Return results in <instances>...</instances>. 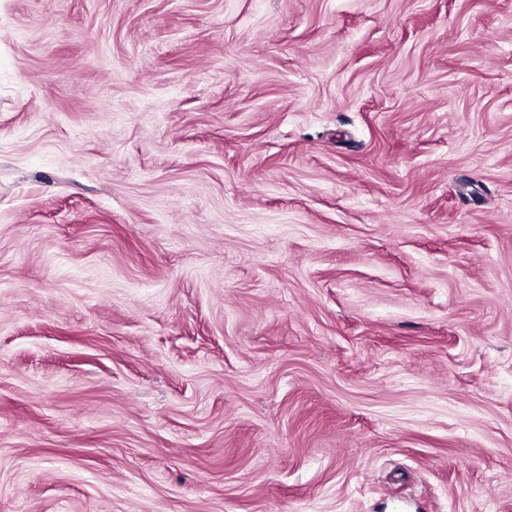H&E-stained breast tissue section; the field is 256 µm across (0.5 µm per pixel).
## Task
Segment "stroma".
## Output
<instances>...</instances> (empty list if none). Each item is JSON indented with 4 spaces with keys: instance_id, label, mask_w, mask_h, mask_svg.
Returning <instances> with one entry per match:
<instances>
[{
    "instance_id": "35a3bbf8",
    "label": "stroma",
    "mask_w": 512,
    "mask_h": 512,
    "mask_svg": "<svg viewBox=\"0 0 512 512\" xmlns=\"http://www.w3.org/2000/svg\"><path fill=\"white\" fill-rule=\"evenodd\" d=\"M0 512H512V0H0Z\"/></svg>"
}]
</instances>
